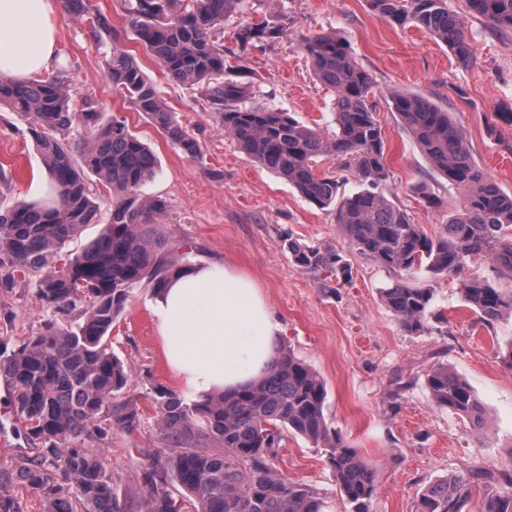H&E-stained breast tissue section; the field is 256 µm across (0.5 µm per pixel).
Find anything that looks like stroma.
<instances>
[{
	"instance_id": "stroma-1",
	"label": "stroma",
	"mask_w": 512,
	"mask_h": 512,
	"mask_svg": "<svg viewBox=\"0 0 512 512\" xmlns=\"http://www.w3.org/2000/svg\"><path fill=\"white\" fill-rule=\"evenodd\" d=\"M48 17L57 33L58 63L67 65L73 100L98 101L104 119L125 117L130 130L154 152L157 172L141 189L162 196L166 213L156 228L177 264L229 263L260 285L282 321L281 344L323 380L326 418L378 473L373 512H416L421 491L451 476L483 470L461 512H482L494 477L512 468V366L505 360L512 316L494 324L479 321L457 281L427 271L394 272L356 252L341 234L333 212L304 200L288 183L254 162L217 127L197 91L166 78L159 65L132 40L123 46L157 84L177 120L198 139L203 157L185 158L146 116L112 89L105 58L89 34L90 19L107 14L121 25L122 0H85L83 15L53 0ZM291 19L287 36L253 51L248 65L262 76L267 103L293 113L311 127L330 128L332 99L313 76L298 45L302 34L342 31L357 61L374 79L372 100L385 136L391 177L387 196L414 223L435 234L459 207L464 191L432 169L392 107L393 93L430 99L463 126L477 163L504 191L512 192V123L499 115L512 110V35L493 34L472 14L466 0H448L464 21L474 49L469 65L422 28L394 27L374 15L366 0H272ZM48 182L27 122L0 109V200L40 201ZM427 187L440 203L430 207L417 193ZM338 252L351 267L348 283L324 271L295 264L289 241ZM433 288L425 331L410 333L383 303L379 290L395 279ZM149 283L138 284L112 325L110 346L132 368L118 406L132 411L131 427L113 426L100 441L101 459L120 499L142 498L150 457L173 446L157 425L153 390L184 386L167 365L157 322L150 311ZM50 314L34 293V277L15 272L0 288V352L16 349L44 329ZM448 365L481 401L483 424L433 405L427 373ZM11 386L0 375V473H17L37 457L40 443L27 435L11 404ZM278 473L313 491L321 512H349L324 450L284 433L274 462Z\"/></svg>"
}]
</instances>
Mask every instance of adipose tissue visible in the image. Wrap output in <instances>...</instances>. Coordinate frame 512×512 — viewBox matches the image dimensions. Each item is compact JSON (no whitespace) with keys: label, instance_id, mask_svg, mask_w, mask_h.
Here are the masks:
<instances>
[{"label":"adipose tissue","instance_id":"1","mask_svg":"<svg viewBox=\"0 0 512 512\" xmlns=\"http://www.w3.org/2000/svg\"><path fill=\"white\" fill-rule=\"evenodd\" d=\"M52 0H0V78L24 81L49 72L56 32ZM163 356L192 398L250 385L276 357L284 328L258 283L229 265L182 271L150 303Z\"/></svg>","mask_w":512,"mask_h":512}]
</instances>
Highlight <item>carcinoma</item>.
<instances>
[{
    "label": "carcinoma",
    "instance_id": "cac0c4a2",
    "mask_svg": "<svg viewBox=\"0 0 512 512\" xmlns=\"http://www.w3.org/2000/svg\"><path fill=\"white\" fill-rule=\"evenodd\" d=\"M259 0H124L125 27L118 31L103 13L91 20L98 47H105L107 77L115 91L147 115L186 157L201 156L198 139L169 111L165 98L136 58L118 42L130 37L173 81L200 91L214 124L232 136L255 162L291 184L309 203L335 212L336 224L361 255L393 271L422 267L434 276L459 278L464 301L491 325L512 312V289L496 279H512V194L503 191L477 165L464 129L448 113L417 94H396L393 109L431 165L451 185L466 191L461 207L436 236H428L409 213L385 194L390 170L385 139L370 100L373 78L357 61L348 39L336 32L302 34L300 47L313 75L334 95L331 131L300 123L292 114L264 104L255 81L225 79L243 71V53L262 49L288 32V14L267 9L261 19H244ZM490 31L512 33V0H466ZM386 22L427 30L465 65L473 59L464 21L448 0H368ZM240 20L239 52L224 51V22ZM237 63L230 64L229 58ZM0 106L25 117L56 199L31 204L0 202V287L7 288L20 267L35 277L36 294L54 313L75 318L70 325L51 320L46 330L0 358V375L13 391L16 413L43 448L20 475L41 493L45 512H126L103 468L95 441L104 440L112 422L132 425L136 414L112 411L126 386L130 367L108 348L113 322L130 292L147 279L163 286L176 272L154 233L167 208L160 196L141 186L153 177L156 158L133 134L125 117L97 129L99 104L90 97L76 109L67 70L23 82L0 80ZM330 159L350 174L358 191H342L345 178L323 170ZM112 188L103 232L68 254L62 250L83 226L101 223V209L89 175ZM294 261L348 281L343 257L288 241ZM486 258L495 274L463 277L468 264ZM385 305L409 332L426 328L434 289L397 279L380 289ZM433 403L481 423L483 409L469 384L444 364L426 376ZM158 424L177 447L149 463L151 487L144 512H320L315 494L281 477L273 464L282 430L327 453L333 475L351 512H371L376 471L332 430L325 415L326 388L320 377L291 351L278 353L271 371L232 395L187 403L177 392L153 390ZM206 438L220 449L196 448ZM64 457L65 469L56 473ZM177 494L161 487L166 476ZM472 476L445 479L424 488L417 512H460ZM502 488L485 499L483 512H512V471L500 475Z\"/></svg>",
    "mask_w": 512,
    "mask_h": 512
}]
</instances>
